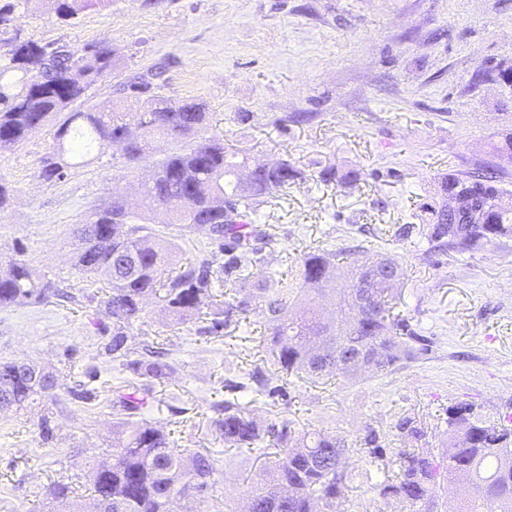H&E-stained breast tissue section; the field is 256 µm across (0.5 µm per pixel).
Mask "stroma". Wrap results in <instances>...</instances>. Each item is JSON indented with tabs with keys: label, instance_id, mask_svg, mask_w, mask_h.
Instances as JSON below:
<instances>
[{
	"label": "stroma",
	"instance_id": "1",
	"mask_svg": "<svg viewBox=\"0 0 512 512\" xmlns=\"http://www.w3.org/2000/svg\"><path fill=\"white\" fill-rule=\"evenodd\" d=\"M12 28L42 43L116 50L118 67L90 91L99 108L118 99L129 75L160 66L164 96L206 105L203 137L223 138L228 153L253 164L287 159L303 169L306 181L258 210L280 271L294 272L304 253L360 242L397 255L401 309L435 346L388 374L307 383L279 376L265 348L240 331L215 337L201 319L171 330L153 302L127 345L166 349L174 372L149 382L119 367L105 349L107 283L75 268L73 230L113 195L137 201L168 145L155 141L137 164L109 147L48 182L40 172L52 133L38 130L0 152V179L15 189L0 212V265L25 259L56 293L0 308V362L32 358L53 372L57 388L54 399L0 411V512H56L48 490L59 482L94 512L85 461L108 459L112 403L144 386L153 394L152 422L178 447L211 452L217 490L233 512H242L262 462L225 447L212 421L243 369L260 368L283 390L258 397L261 417L355 441L416 414L426 417V445L439 457L448 443L437 419L448 405L471 402L495 420L512 414V238L427 259L396 234L436 199L443 176L494 165V145L512 133V92L470 81L478 68L512 59V0H106L68 24L44 6L19 10ZM327 167L360 180L315 181ZM376 469L351 453V489L336 512H398L367 481Z\"/></svg>",
	"mask_w": 512,
	"mask_h": 512
}]
</instances>
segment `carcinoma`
I'll use <instances>...</instances> for the list:
<instances>
[{"label":"carcinoma","mask_w":512,"mask_h":512,"mask_svg":"<svg viewBox=\"0 0 512 512\" xmlns=\"http://www.w3.org/2000/svg\"><path fill=\"white\" fill-rule=\"evenodd\" d=\"M50 2L56 18L69 22L99 0ZM59 47L49 56V44L32 40L0 52V151L19 147L36 130L62 119L41 170L44 180L56 181L74 161L133 130L123 152L129 162L141 161L157 136L173 143L150 171L137 206L116 195L74 231L75 266L87 277L108 281L104 313L112 320L106 345L112 360L129 362L145 378L172 373L168 353L152 346H145L141 358L130 359L127 333L142 323L154 297L164 302L174 328L200 318L221 281L229 286L224 307L210 313L204 331L218 334L233 325L252 334L251 317H259L264 328L259 342L287 376L355 379L432 351V339L412 318L396 312L404 279L397 259L355 250L359 258L347 266L349 281L339 292L334 317L325 315L321 301L336 293L342 270L337 255H303L290 279L276 268L268 249L272 237L255 215L267 198L287 194L302 180L301 170L282 159L254 165L243 180H226L246 161L228 157L220 137L185 142L206 126L208 112L201 102L162 95L163 71L128 77L121 83V103L100 111L89 104L88 90L112 72L114 51L101 42L73 52L65 43ZM489 81L511 88L512 60L481 67L471 78L474 85ZM494 152L496 167L512 164V133ZM441 195L442 202L421 209L422 231L433 247L462 254L512 237V197L500 188L496 171L446 176ZM158 210L174 213L179 230L206 239L214 247L211 258L177 267L175 245L148 226ZM219 255L223 262L214 271ZM257 266L259 273H252ZM51 292V282L37 277L24 259H10L0 273L1 308ZM55 387L54 375L29 358L0 362V410H25L51 397ZM233 387L258 395L277 392L259 369L244 373V381ZM117 408L121 422L112 434V461L89 468L97 512H171L176 500L184 502L186 512H232L217 495L211 454L177 447L170 434L146 418L150 389L124 394ZM442 422L448 434L443 461L425 447V421L407 415L398 419L395 470L374 485L379 497L410 512H435L439 491L460 480L458 512H512V428L480 415L466 401L449 405ZM213 425L228 448L254 450L264 443L279 449L251 482L245 512H333L350 490L349 453L359 448L374 463L386 458L384 439L373 429L352 444L335 434L300 431L285 418L262 421L235 398L224 400ZM52 494L62 512H78L69 486L59 482Z\"/></svg>","instance_id":"carcinoma-1"}]
</instances>
